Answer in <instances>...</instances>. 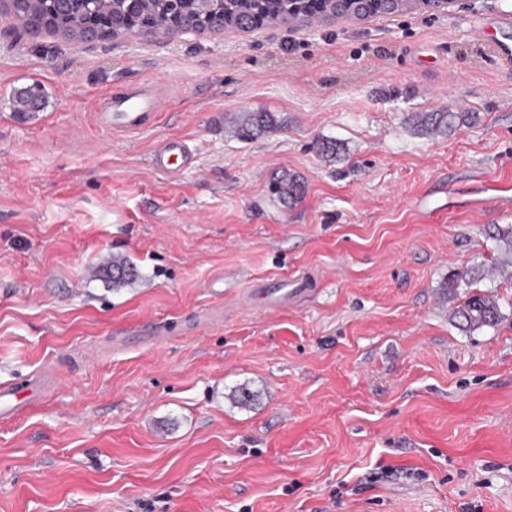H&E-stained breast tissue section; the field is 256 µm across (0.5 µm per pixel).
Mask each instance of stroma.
Instances as JSON below:
<instances>
[{"mask_svg": "<svg viewBox=\"0 0 512 512\" xmlns=\"http://www.w3.org/2000/svg\"><path fill=\"white\" fill-rule=\"evenodd\" d=\"M498 44L512 0L81 48L0 19V384L58 374L0 414V512H512ZM154 82L143 131L101 124ZM434 110L481 121L418 132ZM252 111L279 126L239 141ZM473 293L502 318L469 333ZM189 150L177 141H163L154 150L151 163L155 170L167 174H177L192 164ZM304 186L293 175H283L272 183V193L278 195L285 202L297 201L302 197Z\"/></svg>", "mask_w": 512, "mask_h": 512, "instance_id": "obj_1", "label": "stroma"}]
</instances>
